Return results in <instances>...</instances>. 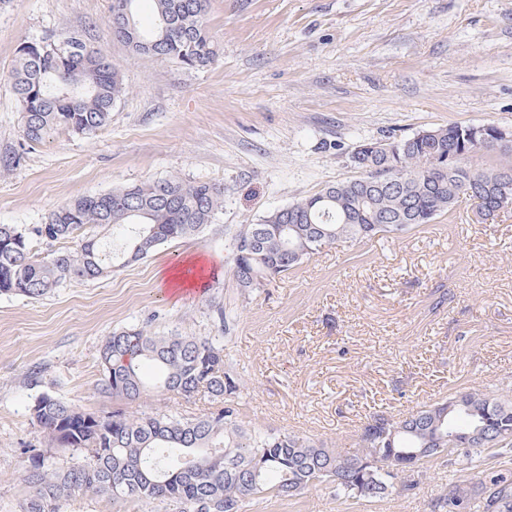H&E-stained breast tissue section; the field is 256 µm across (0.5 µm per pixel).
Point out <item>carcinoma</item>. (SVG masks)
<instances>
[{
	"label": "carcinoma",
	"instance_id": "1",
	"mask_svg": "<svg viewBox=\"0 0 512 512\" xmlns=\"http://www.w3.org/2000/svg\"><path fill=\"white\" fill-rule=\"evenodd\" d=\"M155 24L143 30L137 0H112L109 34L123 42L124 26L161 44V60L204 68L217 57L207 24L208 0H153ZM81 54H71L73 46ZM9 81L20 107L23 140L42 144L60 131L94 134L111 121L124 93L118 67L77 32L27 40L17 47ZM397 157L377 156L370 171L325 186L277 208L234 238L232 275L244 291L261 288L338 242L377 235L397 237L432 223L467 201L494 218L502 206L503 174H512V144L488 167L465 161L483 148L450 125L394 142ZM465 170L435 181L431 158ZM224 190L179 177L77 197L42 224H0V294L38 299L72 281L107 277L121 265L146 258L159 245L199 234L223 207ZM121 226L119 243L101 241L92 227ZM73 243L43 255L33 240ZM224 330L213 336H159L144 327L116 329L99 349L101 390L117 400L154 393L207 394L219 407L197 418L165 413L129 414L122 408L96 415L52 395L31 406L44 448L28 458L24 481L32 492L20 512H59L76 492L112 499L173 501L180 512H241L245 501L295 496L327 482L340 497L380 498L392 480L421 473L434 458L470 457L512 447V399L481 390L460 392L393 420L365 425L354 453L327 448L290 433L249 430L231 405L239 383L224 366ZM156 368L153 378L141 372ZM65 448L60 463L51 449ZM483 512H512V476L498 473L481 484ZM471 490L457 486L439 497L435 512H471Z\"/></svg>",
	"mask_w": 512,
	"mask_h": 512
}]
</instances>
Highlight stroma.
Wrapping results in <instances>:
<instances>
[{
    "instance_id": "35a3bbf8",
    "label": "stroma",
    "mask_w": 512,
    "mask_h": 512,
    "mask_svg": "<svg viewBox=\"0 0 512 512\" xmlns=\"http://www.w3.org/2000/svg\"><path fill=\"white\" fill-rule=\"evenodd\" d=\"M111 0H0V224L31 226L82 195L157 178L224 190L215 220L143 260L36 300L0 294V512L29 493L28 451L43 445L30 406L53 394L83 411L117 407L185 418L206 396L117 403L102 393L112 331L211 336L226 316L224 363L241 382L239 422L338 450L361 428L456 393L512 397V210L478 222L470 203L390 239L338 243L268 286L241 291L232 242L245 224L356 177L361 143L423 130H512V0H210L219 55L188 68L130 53L108 34ZM75 31L111 56L125 93L102 130L24 144L6 76L25 39ZM201 258L207 283L182 292L159 274ZM512 472V451L439 458L415 488L352 499L320 484L242 512H433L452 486ZM59 512H179L167 501L79 492Z\"/></svg>"
}]
</instances>
